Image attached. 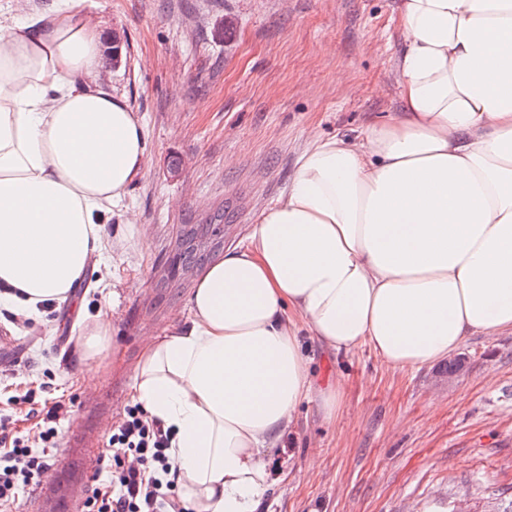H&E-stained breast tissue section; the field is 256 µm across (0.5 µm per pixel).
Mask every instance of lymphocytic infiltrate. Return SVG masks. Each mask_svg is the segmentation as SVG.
Wrapping results in <instances>:
<instances>
[{
  "instance_id": "obj_1",
  "label": "lymphocytic infiltrate",
  "mask_w": 512,
  "mask_h": 512,
  "mask_svg": "<svg viewBox=\"0 0 512 512\" xmlns=\"http://www.w3.org/2000/svg\"><path fill=\"white\" fill-rule=\"evenodd\" d=\"M60 410L56 404L45 413L41 449L17 437L0 453V506L13 503L20 490L39 486L57 446ZM169 443L168 432L148 421L139 405H127L100 455L98 485L87 498L85 512H175Z\"/></svg>"
}]
</instances>
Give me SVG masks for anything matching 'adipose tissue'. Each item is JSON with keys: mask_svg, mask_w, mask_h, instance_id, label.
<instances>
[{"mask_svg": "<svg viewBox=\"0 0 512 512\" xmlns=\"http://www.w3.org/2000/svg\"><path fill=\"white\" fill-rule=\"evenodd\" d=\"M83 0L0 12V316L39 320L112 259L103 226L147 171L144 129L99 80ZM399 110L311 136L286 193L150 337L131 399L170 434L182 512H260L312 394L302 336L393 369L512 333V0H398ZM112 323L83 325L93 366Z\"/></svg>", "mask_w": 512, "mask_h": 512, "instance_id": "1", "label": "adipose tissue"}]
</instances>
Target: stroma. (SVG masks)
<instances>
[{
    "mask_svg": "<svg viewBox=\"0 0 512 512\" xmlns=\"http://www.w3.org/2000/svg\"><path fill=\"white\" fill-rule=\"evenodd\" d=\"M396 0H85L120 50L104 84L125 96L144 128L148 169L113 216L112 277L88 275L81 308L43 322L0 321V440L38 443L46 407H66L54 479L75 434L106 447L129 404L149 336L186 307L197 275L163 287L164 258L183 225L220 224L224 246L249 234L291 183L308 134L355 137L397 111ZM108 314L112 348L96 388L81 385L80 318ZM316 387H339L325 419L304 404L274 454L264 512H512V334L468 337L464 372L444 362L384 366L369 347L339 356L304 337Z\"/></svg>",
    "mask_w": 512,
    "mask_h": 512,
    "instance_id": "35a3bbf8",
    "label": "stroma"
}]
</instances>
